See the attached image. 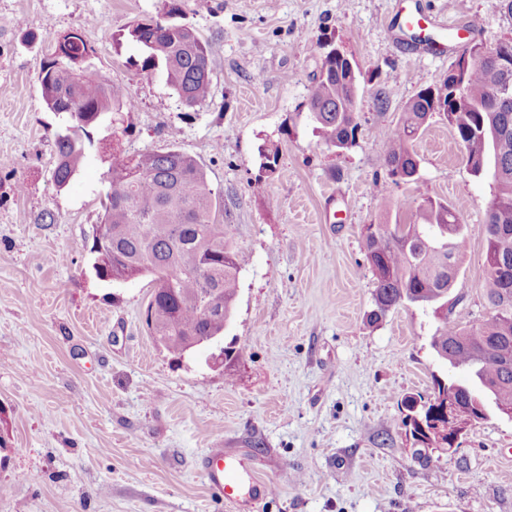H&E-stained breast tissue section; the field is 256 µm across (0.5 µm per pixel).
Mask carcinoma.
I'll return each instance as SVG.
<instances>
[{"mask_svg":"<svg viewBox=\"0 0 512 512\" xmlns=\"http://www.w3.org/2000/svg\"><path fill=\"white\" fill-rule=\"evenodd\" d=\"M182 0H163L162 15L145 18L128 29L126 38L142 52L141 70L162 69L180 102L189 108L212 97L213 59L196 31L176 21ZM62 54L46 60L38 75L46 107L64 113L71 125L82 119L95 127L135 110L121 83L101 80L91 69L93 49L77 32ZM512 81L490 58H477L465 69L451 68L437 87L445 91L441 115L464 147L463 161L480 176L495 171L487 202L483 288L491 312L469 327L448 322L431 337L438 358L465 371L470 381H436L433 397L406 415L405 426L420 458L436 438L426 430L441 414L438 400L453 397L486 418L484 397L512 405V99L500 100L494 84ZM360 93L357 72L344 60L326 54L309 89L311 121L323 143L339 151L356 140ZM436 115L430 88L408 102L401 124L383 132L388 144V175L414 180L418 164L412 142ZM53 179L63 187L84 157L83 142L69 132L56 141ZM107 191L101 223L112 225V237L97 254L94 270L104 281L148 277L154 335L180 359L191 349L222 338L238 292L244 253L233 242L231 225L220 216L217 196L203 168L177 146L125 156L113 150L104 173ZM423 224H370L363 235L374 277L370 321L409 302L443 311L457 280L467 245L465 225L440 202H428Z\"/></svg>","mask_w":512,"mask_h":512,"instance_id":"obj_1","label":"carcinoma"}]
</instances>
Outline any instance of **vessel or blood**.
I'll return each mask as SVG.
<instances>
[{
  "label": "vessel or blood",
  "mask_w": 512,
  "mask_h": 512,
  "mask_svg": "<svg viewBox=\"0 0 512 512\" xmlns=\"http://www.w3.org/2000/svg\"><path fill=\"white\" fill-rule=\"evenodd\" d=\"M202 466L212 492L228 504H237L246 491L259 499L273 493L271 485L253 474L245 456H228L223 449L213 448L203 458Z\"/></svg>",
  "instance_id": "obj_1"
}]
</instances>
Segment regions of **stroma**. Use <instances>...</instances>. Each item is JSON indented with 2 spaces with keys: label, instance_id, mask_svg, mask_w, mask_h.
Segmentation results:
<instances>
[{
  "label": "stroma",
  "instance_id": "stroma-1",
  "mask_svg": "<svg viewBox=\"0 0 512 512\" xmlns=\"http://www.w3.org/2000/svg\"><path fill=\"white\" fill-rule=\"evenodd\" d=\"M398 0H184L210 46L212 97L183 106L125 37L162 0H0V512H236L202 471L208 449L251 457L276 492L253 512H512V417L488 406L456 452L417 459L404 400L430 397L447 367L430 339L488 312L482 288L487 179L467 169L447 120L414 142L418 174L393 182L382 129L458 57L409 50ZM466 40L512 41L499 0H405ZM80 31L107 82L137 102L126 133L93 130L65 187L53 180L64 115L38 73ZM356 66L359 127L349 149L320 140L307 97L322 56ZM204 169L247 261L224 329L234 360L202 347L182 360L143 322L153 285L106 282L93 228L112 149L169 143ZM276 163H269V156ZM467 224L439 315L406 303L370 323L363 231L420 224L423 198Z\"/></svg>",
  "mask_w": 512,
  "mask_h": 512
}]
</instances>
